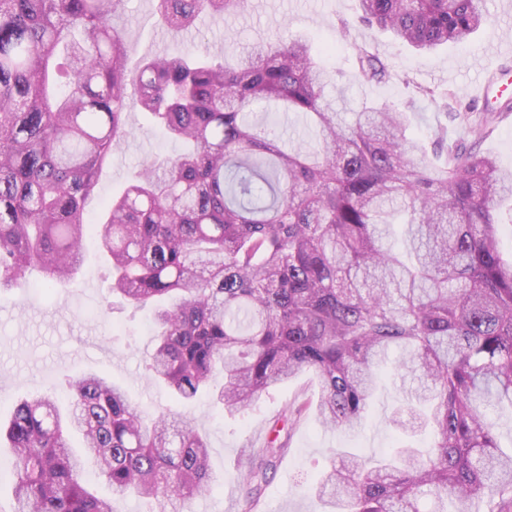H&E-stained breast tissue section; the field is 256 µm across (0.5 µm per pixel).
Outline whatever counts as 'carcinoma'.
Masks as SVG:
<instances>
[{
	"label": "carcinoma",
	"mask_w": 512,
	"mask_h": 512,
	"mask_svg": "<svg viewBox=\"0 0 512 512\" xmlns=\"http://www.w3.org/2000/svg\"><path fill=\"white\" fill-rule=\"evenodd\" d=\"M125 2L0 0V289L28 287L31 270L45 285L73 277L93 233L111 260L110 294L155 304L149 377L190 401L218 370L213 398L230 415L311 370L322 425L355 430L376 367L417 372L392 422L406 433L433 425L428 454L336 453L310 488L321 512H421L423 498L428 512H448L450 500L512 512V452L499 446L501 421H512V262L497 247L512 171L442 125L426 145L405 108L363 104L345 120L301 35L131 69ZM357 2V25L421 54L490 21L484 0ZM246 6L157 0V13L176 37L203 12ZM356 52L363 79L385 78L381 59ZM134 108L185 149L155 158L93 221L88 201ZM273 112L308 118L317 147L283 139ZM499 116L473 120L474 137ZM0 447L15 512H114L86 484L85 457L152 512H184L212 488L205 435L166 411L141 413L96 374L70 379L64 400L16 403ZM285 451L276 438L253 449L242 512H256Z\"/></svg>",
	"instance_id": "obj_1"
}]
</instances>
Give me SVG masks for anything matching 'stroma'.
Listing matches in <instances>:
<instances>
[{"label": "stroma", "mask_w": 512, "mask_h": 512, "mask_svg": "<svg viewBox=\"0 0 512 512\" xmlns=\"http://www.w3.org/2000/svg\"><path fill=\"white\" fill-rule=\"evenodd\" d=\"M156 0H126L123 36L131 46L130 64L141 58L174 54L185 47L210 54L242 50L256 42H274L288 33L311 38L314 46H330L326 66L345 89L349 103L368 99L398 107L414 95L415 87L433 90V98L419 100L413 125L426 137L432 126L447 124L449 138L467 137L466 114L478 105L477 83H493L502 68L512 70V0H486L489 25L463 45L451 44L433 56H421L388 33L373 32L370 50L386 65L389 75L379 82L359 78L355 47L361 29L342 32L340 23L355 13V0H249L241 13L215 19L201 14L195 29L175 38L162 26ZM456 96L458 117L447 120L436 97ZM131 131L114 149L89 204L99 214L104 200L119 193L156 154L172 155L179 143L152 128L148 116L129 111ZM109 267L96 239L84 243V263L78 275L50 290L39 286L41 275L32 272L31 287L0 290V418L14 403L45 395L64 397L68 378L98 373L122 385L132 405L141 410H164L189 419L209 442L210 471L216 482L206 494L194 497L189 512H241V473L249 465V449L271 437L287 445L286 453L269 471L259 512H319L309 489L326 469L336 449L381 455L390 448H420L430 432L407 434L389 418L401 396L399 387L386 382L377 393L371 414L361 430L344 432L324 428L315 410L296 425L283 415L294 399H317L318 385L305 371L264 393L244 412L230 415L199 398L184 404L146 371L151 350V311L135 310L107 291Z\"/></svg>", "instance_id": "stroma-1"}]
</instances>
